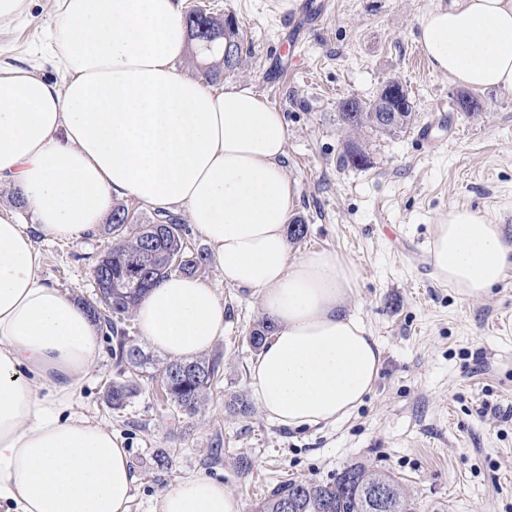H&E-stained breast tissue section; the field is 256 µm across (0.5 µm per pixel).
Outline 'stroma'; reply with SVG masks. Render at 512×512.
Segmentation results:
<instances>
[{
    "label": "stroma",
    "instance_id": "stroma-1",
    "mask_svg": "<svg viewBox=\"0 0 512 512\" xmlns=\"http://www.w3.org/2000/svg\"><path fill=\"white\" fill-rule=\"evenodd\" d=\"M436 2L185 0L189 10L235 16L242 59L215 84L251 88L283 112L282 164L298 197L292 215L306 224L290 252L333 249L354 266L353 309L380 341L383 369L336 427L272 424L252 401L249 375L258 300L207 261L198 278L217 289L227 319L208 352L221 378L199 412L164 404L157 380L146 377L123 410L108 407L105 387L118 370L107 336L83 387L92 415L129 452L130 512H151L160 489L190 474L222 480L251 512L280 481L321 482L360 464L398 479L416 512H512V265L487 297L463 302L436 279L429 257L432 227L453 206L491 217L512 243V91L476 92L475 115L457 108L460 85L431 68L415 39ZM57 6L25 0L21 16L0 27V59L39 56ZM393 79L414 103L412 125L366 136L368 166H340L347 134L338 102L373 100ZM426 126L433 141L419 135ZM111 240L103 224L85 239L36 240L43 276L74 298H93L91 267ZM238 396L250 400L247 414L230 412ZM160 451L170 455L168 470L154 466Z\"/></svg>",
    "mask_w": 512,
    "mask_h": 512
}]
</instances>
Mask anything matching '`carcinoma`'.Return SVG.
<instances>
[{
	"mask_svg": "<svg viewBox=\"0 0 512 512\" xmlns=\"http://www.w3.org/2000/svg\"><path fill=\"white\" fill-rule=\"evenodd\" d=\"M220 35L209 37L195 34L201 50L219 54L222 69L230 72L237 68L242 51V40L235 19H212ZM377 101L363 103L350 100L341 104L339 117L346 131L353 135L384 133L403 130L413 121V102L409 96L397 103V113L380 111ZM369 162L360 140L346 143L339 163L342 166L362 167ZM184 224L174 217L168 224H132L129 209L124 205L112 206L108 231L112 244L105 255L95 263L92 272L104 270L107 278L94 300L83 305L92 321L106 334L112 336V357L119 375L129 371L147 373L151 370L162 374L169 381L166 392L170 404L188 416L196 414L208 395L219 373V362L208 358L193 361L168 359L160 361L144 351L138 341L122 327L125 317L143 293L167 276L165 260L168 251L183 248ZM274 331L266 319L257 321L249 332V343L258 351ZM138 392L136 382L129 379L114 380L108 386L106 399L112 408L121 410ZM382 482L389 487L390 499L387 512H412L406 491L390 474L364 466H350L327 482L288 480L272 487L264 498L255 504L253 512H376L369 490Z\"/></svg>",
	"mask_w": 512,
	"mask_h": 512,
	"instance_id": "1",
	"label": "carcinoma"
}]
</instances>
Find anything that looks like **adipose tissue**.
<instances>
[{
  "label": "adipose tissue",
  "instance_id": "ef3b65f1",
  "mask_svg": "<svg viewBox=\"0 0 512 512\" xmlns=\"http://www.w3.org/2000/svg\"><path fill=\"white\" fill-rule=\"evenodd\" d=\"M433 70L473 90L512 89V0H449L421 16ZM63 76L0 64V182L19 191L33 228L0 211V512H129L134 475L82 387L101 352L83 305L42 275L33 239H79L113 196L182 208L225 282L257 293L274 334L249 366L266 418L335 427L377 384L382 347L352 310L357 272L335 250L291 256L297 193L280 159L282 112L250 88H218L178 67L190 42L182 0H59L46 34ZM436 278L465 301L499 285L512 244L466 207L433 228ZM141 339L190 360L224 334L216 289L173 275L135 307ZM153 512H242L222 481L189 475Z\"/></svg>",
  "mask_w": 512,
  "mask_h": 512
}]
</instances>
